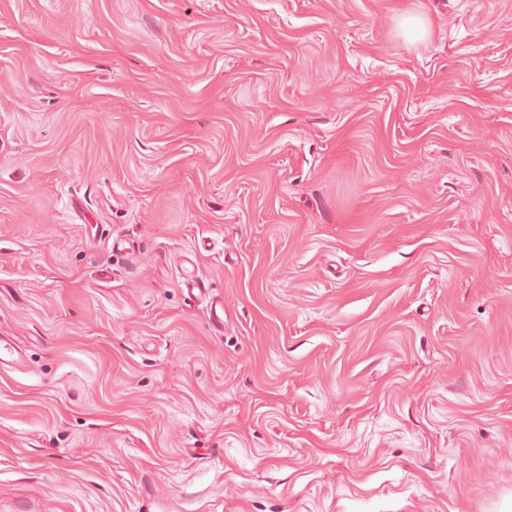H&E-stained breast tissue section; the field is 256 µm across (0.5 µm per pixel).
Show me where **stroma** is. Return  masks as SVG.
Segmentation results:
<instances>
[{
    "mask_svg": "<svg viewBox=\"0 0 512 512\" xmlns=\"http://www.w3.org/2000/svg\"><path fill=\"white\" fill-rule=\"evenodd\" d=\"M1 335L0 512H512V0H0ZM25 363L21 347L9 336H0V368L18 369Z\"/></svg>",
    "mask_w": 512,
    "mask_h": 512,
    "instance_id": "obj_1",
    "label": "stroma"
}]
</instances>
